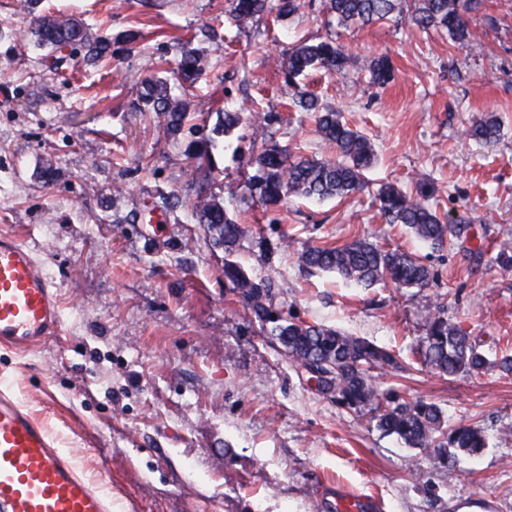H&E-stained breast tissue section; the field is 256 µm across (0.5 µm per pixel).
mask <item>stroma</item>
Listing matches in <instances>:
<instances>
[{
	"label": "stroma",
	"instance_id": "1",
	"mask_svg": "<svg viewBox=\"0 0 512 512\" xmlns=\"http://www.w3.org/2000/svg\"><path fill=\"white\" fill-rule=\"evenodd\" d=\"M109 35L106 65L55 74L25 40V0H0V235L19 238L57 289L59 336L28 350L0 346L14 394L111 495L113 512H512V375L492 367L442 377L416 353L433 304L490 355L512 354V270L493 264L512 239V0H485L470 26L481 44L420 32L402 17L362 28L330 22L323 0L294 17L262 16L238 31L227 0H40ZM138 34L136 44L123 34ZM204 58L184 97L201 112L259 103L273 140L322 158L305 113V85L368 135L370 184L345 199L291 200L274 210L251 197L250 128L238 152L212 153L207 194L246 227L234 261L272 280L273 310L340 328L394 351L401 373L382 388L438 404L449 424L484 428L488 446L434 469L425 451L384 435L369 416L320 396L287 352L224 282V253L171 192L195 196L186 140L168 138L155 113L135 111L140 79L174 65L171 36ZM326 38L360 58L389 55L395 78L371 85L364 70L311 72L291 85L278 61L295 38ZM496 115L493 143L469 130ZM390 182L432 190L439 215L473 238L433 248L386 223L375 199ZM236 187L227 200L228 187ZM120 197H113V190ZM365 237L401 247L431 268L430 288L346 285L302 270L309 246ZM287 243L266 256L260 241Z\"/></svg>",
	"mask_w": 512,
	"mask_h": 512
}]
</instances>
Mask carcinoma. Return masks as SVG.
I'll return each instance as SVG.
<instances>
[{
    "instance_id": "1",
    "label": "carcinoma",
    "mask_w": 512,
    "mask_h": 512,
    "mask_svg": "<svg viewBox=\"0 0 512 512\" xmlns=\"http://www.w3.org/2000/svg\"><path fill=\"white\" fill-rule=\"evenodd\" d=\"M483 0H413L411 22L421 30L441 29L458 42L477 44L469 15L479 11ZM406 0H326V11L339 26H367L389 20L404 12ZM308 7L306 0H231V19L237 29L249 26L255 17L267 12L284 19ZM41 64L59 69L67 60L89 67L103 64L109 54L110 39L93 32L85 21L73 15L31 17L26 34ZM174 76L183 84L195 83L203 74L200 51L192 42L174 41ZM288 82L308 69L328 73L361 68L372 83L384 85L393 78L388 56L362 60L345 46L331 39L316 43L297 41L280 61ZM302 112L311 113L315 131L336 158L301 157L290 159L285 150L272 144L250 159L255 174L249 190L262 204L279 207L290 198L323 201L347 197L368 186L366 172L376 157L375 145L363 132L350 127L343 114L325 107L319 98L302 92L294 101ZM136 109L154 112L170 136L183 133L191 121L189 103L172 94L169 79L150 73L140 80ZM216 117L210 132L187 146L196 159L192 183L196 201L192 219L206 227L213 246L224 251V280L261 321L273 324L272 334L288 353L296 371L313 382L316 391L336 404L356 412L373 414L376 427L394 435L410 448L429 451L435 466L451 468L458 453L477 455L487 447L482 428L476 425L446 424L442 408L421 398L406 401L382 389L371 374L374 369L397 372L401 364L393 352L368 339L352 336L324 325L305 324L285 319L266 305L275 295L271 280L255 278L231 259L245 229L224 208V204L205 195V185L213 177L211 151L224 143V137L238 126L251 128L254 137H268L267 116L253 104L248 109L207 113ZM501 124L494 116L480 119L472 126L471 136L486 142L500 136ZM379 209L386 223L403 224L412 234L441 247L451 238H460L469 226L449 224L428 204V194H407L392 184L377 190ZM299 266L306 270L334 272L346 283L369 287L389 281L398 288L423 289L430 286L431 270L419 257L399 249H387L367 238H359L342 247H309L298 254ZM490 261L505 270L512 268V242L505 240ZM418 355L425 367L442 376L479 373L490 366L512 373V356L491 361L461 326L434 306L419 343Z\"/></svg>"
}]
</instances>
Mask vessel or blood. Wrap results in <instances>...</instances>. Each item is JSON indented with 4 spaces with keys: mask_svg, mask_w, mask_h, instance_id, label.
I'll return each mask as SVG.
<instances>
[{
    "mask_svg": "<svg viewBox=\"0 0 512 512\" xmlns=\"http://www.w3.org/2000/svg\"><path fill=\"white\" fill-rule=\"evenodd\" d=\"M62 326L48 276L16 237L0 235V344H41ZM0 374V512H112V498L90 483Z\"/></svg>",
    "mask_w": 512,
    "mask_h": 512,
    "instance_id": "obj_1",
    "label": "vessel or blood"
}]
</instances>
